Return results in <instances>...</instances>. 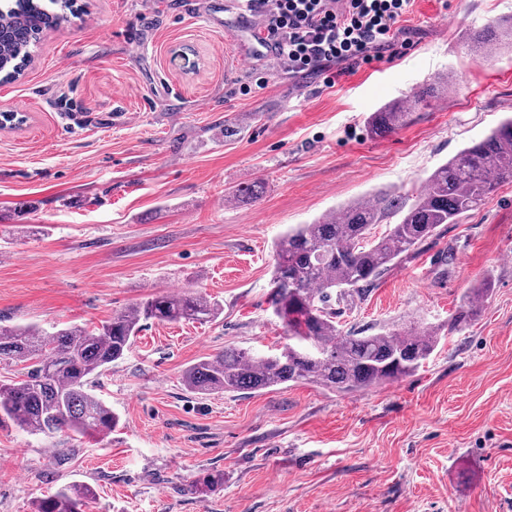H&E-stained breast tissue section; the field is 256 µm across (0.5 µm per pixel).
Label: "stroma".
Here are the masks:
<instances>
[{
  "instance_id": "35a3bbf8",
  "label": "stroma",
  "mask_w": 512,
  "mask_h": 512,
  "mask_svg": "<svg viewBox=\"0 0 512 512\" xmlns=\"http://www.w3.org/2000/svg\"><path fill=\"white\" fill-rule=\"evenodd\" d=\"M32 65L0 83V325L99 326L163 293L218 301L206 324L145 322L95 394L112 433L0 424V512H36L65 485L84 512H512V183L441 225L342 303L346 327L432 326L412 375L340 394L312 384L200 395L186 367L285 343L267 303L274 245L296 224L377 192L419 191L512 117V52L475 59L512 0H413L412 46L378 70L291 78L246 56L225 0H78ZM265 77L254 94L241 84ZM452 80L378 137L368 117ZM251 186L237 202L230 191ZM480 312L449 332L471 288ZM224 486L191 493L199 472Z\"/></svg>"
}]
</instances>
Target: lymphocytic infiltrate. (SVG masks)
<instances>
[{"label": "lymphocytic infiltrate", "instance_id": "1", "mask_svg": "<svg viewBox=\"0 0 512 512\" xmlns=\"http://www.w3.org/2000/svg\"><path fill=\"white\" fill-rule=\"evenodd\" d=\"M258 20L255 37L274 44L289 75L339 76L394 62L411 43L401 21L411 0H237Z\"/></svg>", "mask_w": 512, "mask_h": 512}]
</instances>
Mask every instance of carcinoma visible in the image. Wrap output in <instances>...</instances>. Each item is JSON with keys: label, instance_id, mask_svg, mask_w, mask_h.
<instances>
[{"label": "carcinoma", "instance_id": "1", "mask_svg": "<svg viewBox=\"0 0 512 512\" xmlns=\"http://www.w3.org/2000/svg\"><path fill=\"white\" fill-rule=\"evenodd\" d=\"M47 1L58 2L6 0L0 5L1 81L19 76L44 32L66 21L46 8ZM489 47L512 50V19L487 26L478 50ZM421 103L417 98L384 105L370 114V133L402 128ZM504 183H512V118L435 168L411 198L379 192L347 204L335 216L289 228L275 245L268 301L287 342L265 355L227 348L202 358L184 370V385L203 395L260 392L288 383L351 393L413 374L439 345L437 329L382 328L362 336L339 324L335 304L363 294L439 226L458 223ZM393 216L396 224L379 237L373 234L376 225ZM222 312L205 295L160 294L92 330L70 325L47 333L33 325L0 326V362L21 366L19 376L0 381V416L33 434L107 435L118 417L94 394V384L130 351L142 322L203 324ZM223 486L224 474L206 472L191 489L215 492ZM92 498L90 486L70 485L43 499L39 512H82Z\"/></svg>", "mask_w": 512, "mask_h": 512}]
</instances>
